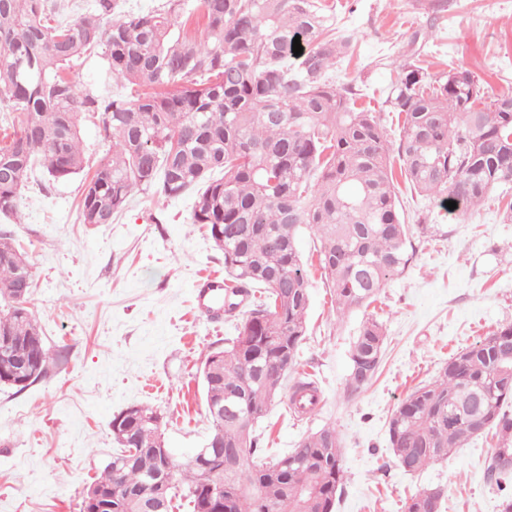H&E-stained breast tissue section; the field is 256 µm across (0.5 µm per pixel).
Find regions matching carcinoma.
Masks as SVG:
<instances>
[{"label": "carcinoma", "mask_w": 512, "mask_h": 512, "mask_svg": "<svg viewBox=\"0 0 512 512\" xmlns=\"http://www.w3.org/2000/svg\"><path fill=\"white\" fill-rule=\"evenodd\" d=\"M117 0H95L73 22L57 19L60 0H0V109L20 112L0 144V215L14 213L36 160L55 181L83 171L79 116L102 115L112 156L83 183L82 223L110 224L137 187L167 198L195 194L192 220L224 253L232 296L265 289L224 349L202 367L210 432L183 464L170 462L163 487L141 496L164 470L163 417L133 405L112 418L119 451L84 491L82 512H144L152 499L191 512H333L342 487V442L333 427L302 438L286 455L261 458L255 425L281 400L297 365L310 306L301 226L319 242V266L336 316L367 308L408 262L383 128L370 110L336 90L331 68L351 47L316 0H166L153 11L115 15ZM300 37L302 54L292 45ZM109 77L137 87L104 98L70 76L83 56ZM387 97L402 117L398 154L414 191L471 211L512 187V94L477 106L480 86L456 73L426 82L404 64ZM29 264L0 232V336L13 344L1 363L35 361L32 376L0 377L23 390L45 378L51 356L30 307L16 290ZM512 325L448 359L439 377L393 411L389 442L399 466L420 472L490 429L512 437ZM382 325L367 317L351 351L346 394L377 374ZM288 361V369L277 366ZM483 397L480 408L469 405ZM317 382L289 388L295 417L314 411ZM232 405L238 414L221 412ZM443 490L423 487L406 512L440 508Z\"/></svg>", "instance_id": "obj_1"}]
</instances>
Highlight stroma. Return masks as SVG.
Returning a JSON list of instances; mask_svg holds the SVG:
<instances>
[{"mask_svg":"<svg viewBox=\"0 0 512 512\" xmlns=\"http://www.w3.org/2000/svg\"><path fill=\"white\" fill-rule=\"evenodd\" d=\"M353 47L332 77L383 127L391 165L400 127L385 99L401 63L427 79L472 73L484 96L512 94V0H319ZM83 175L54 181L34 172L21 190L19 219L0 216L33 271L30 307L50 353L67 349L45 379L24 391L0 386V512H80L82 491L116 451L110 422L132 405L161 412L176 459L203 446L202 364L224 348L256 302L233 313L195 307L201 275L223 272L224 255L192 221L194 195L135 193L109 224L82 223L86 175L112 155L102 117L79 119ZM395 184L411 247L404 272L384 285L374 309L337 316L319 268L316 237L302 228L310 307L297 374L317 381L321 401L303 419L278 401L256 426L263 454L289 452L322 427L342 440L345 481L335 512H405L418 488L444 490L440 512H500L486 478L500 440L487 432L417 474L395 462L388 439L394 409L432 382L449 357L512 324V221L496 202L459 214ZM383 325L376 377L345 393L354 339L365 317Z\"/></svg>","mask_w":512,"mask_h":512,"instance_id":"stroma-1","label":"stroma"}]
</instances>
